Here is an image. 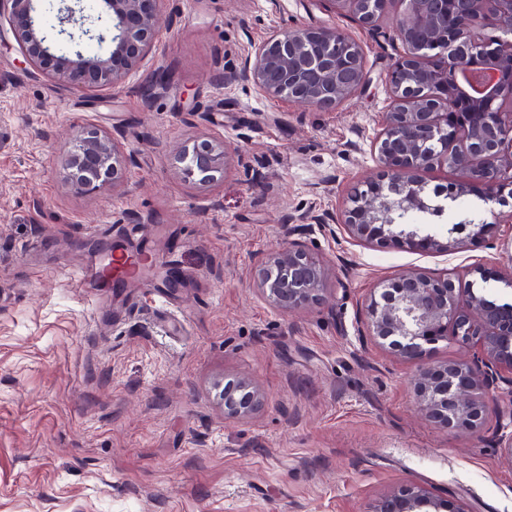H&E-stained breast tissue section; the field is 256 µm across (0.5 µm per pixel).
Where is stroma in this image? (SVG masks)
<instances>
[{
  "mask_svg": "<svg viewBox=\"0 0 512 512\" xmlns=\"http://www.w3.org/2000/svg\"><path fill=\"white\" fill-rule=\"evenodd\" d=\"M328 0H165L156 43L123 84L62 90L26 71L0 33V512H365L420 484L450 512H512V463L495 424L446 432L415 381L469 358L448 340L416 359L367 327L376 284L406 271L487 277L512 269V207L467 195L495 221L452 254L352 240L348 193L377 176L374 141L398 52ZM304 24L357 41L366 86L333 110L273 101L240 72L255 45ZM173 79L151 84L158 69ZM151 86V97L141 90ZM134 154L117 190L73 194L76 125ZM226 142L224 176L186 182L181 150ZM156 262L116 285L77 281L127 246ZM330 268L324 300L285 313L257 290L288 241ZM181 286L170 289L168 272ZM248 379L258 410L224 419L215 382Z\"/></svg>",
  "mask_w": 512,
  "mask_h": 512,
  "instance_id": "1",
  "label": "stroma"
}]
</instances>
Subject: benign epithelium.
I'll use <instances>...</instances> for the list:
<instances>
[{"label": "benign epithelium", "instance_id": "7a95c632", "mask_svg": "<svg viewBox=\"0 0 512 512\" xmlns=\"http://www.w3.org/2000/svg\"><path fill=\"white\" fill-rule=\"evenodd\" d=\"M41 0H0V23L8 25L25 69L61 88L101 90L125 81L151 50L164 0H94L96 20L105 33L85 27L82 0L58 9L59 23L81 28V35L102 44L109 54L91 52L66 29L76 48L57 53L43 34ZM373 27L389 0H376L373 15L359 0H329ZM403 10L386 38L402 53L388 72L389 109L376 140L380 174L356 186L348 196L342 224L349 236L369 244H399L415 251L448 252L461 246L459 227L447 235L424 232L406 223L409 215L440 205L428 204L422 174L446 168L460 173L461 191L473 185L481 197L506 204L512 190V0H400ZM480 29L499 36L483 40ZM259 90L270 99H288L332 110L367 83L360 45L340 30L300 26L274 33L245 61ZM227 145L202 139L182 154L184 179L210 183L224 174ZM134 158L115 138L83 126L71 139L65 159L67 181L76 194L117 187ZM328 269L298 242L272 253L261 269L258 290L283 312L302 309L325 291ZM370 335L403 358H416L425 346L455 339L477 345L471 358L427 368L417 382L422 417L448 431L484 430L489 402L505 400L497 410L499 445L512 462V303H497L472 281L431 277L408 271L382 281L367 305ZM226 419L243 418L260 403L246 379L215 383ZM445 504L424 486L408 484L370 505L366 512H445Z\"/></svg>", "mask_w": 512, "mask_h": 512}]
</instances>
